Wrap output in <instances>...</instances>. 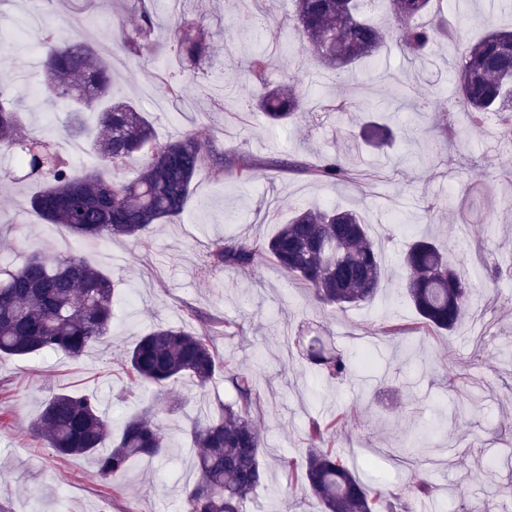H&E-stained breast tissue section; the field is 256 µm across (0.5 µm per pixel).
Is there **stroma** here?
<instances>
[{"label": "stroma", "mask_w": 512, "mask_h": 512, "mask_svg": "<svg viewBox=\"0 0 512 512\" xmlns=\"http://www.w3.org/2000/svg\"><path fill=\"white\" fill-rule=\"evenodd\" d=\"M153 6L160 16L154 49L132 58L118 56L117 46L137 21L140 0H0V16L23 27L11 54L15 86L42 84L38 44L45 30H55L66 41L96 48L113 71V93L150 113L157 141L190 132L255 172L243 182L233 173L203 168L181 217L157 225L144 241H75L77 254L117 283L108 342L78 358L47 353L0 359V512H183L185 489L195 479V451L186 431L197 413L234 400L224 376L201 392L187 379L170 386L164 395L189 403L157 417L168 453L140 459L108 480L99 478L93 457L52 456L30 424L45 400L71 393L93 396L113 427H120L163 395L152 387H130L120 368L138 336L159 325L203 333L213 317L233 330L232 337L218 338L220 351L255 377L253 419L267 445L265 483L243 512H322L315 498L289 491L276 460L282 456L303 464L308 420L340 409L348 420L338 432V448L370 449L391 490L403 492L424 477L449 512H488L512 488V361L498 359L501 346L512 342V280L476 289L472 306L485 316L481 335H472L466 323L450 335L404 338L384 336L381 328L393 315L404 324L416 320L394 276L415 235L431 234L447 247L450 262L467 266L475 259L474 247H483L494 263L500 247L512 243V183L501 176L512 160L497 146L495 120L459 132L450 143L443 131L458 40L476 41L490 30L512 26V0H451L448 20L459 38L438 47L430 65L418 71V84L432 92L428 114L402 112L397 143L386 159L361 152L354 160L355 179L343 183L312 178L304 167L328 155H347L349 130L389 90L379 74L410 68L396 48L377 59L373 79L360 89L345 82V69L318 67L309 45L272 55V79L317 73L313 97L345 105L339 116L315 112L273 128L263 113L241 107L250 90L242 75L255 42L242 36L232 45L224 43L227 25L246 28L248 15L225 20L221 0H181L175 8L154 0ZM185 16L202 21L210 50L174 101L164 94L160 78L179 67L170 36ZM224 73L239 81L218 107L203 87ZM282 156L298 160L299 168L276 167ZM474 184L483 188L474 207L484 219L462 226L457 204ZM38 189L31 181L0 187V261L35 252L59 255V227L29 210ZM298 205L362 213L385 263L382 288L372 302L345 311L317 308L304 287L271 261L206 270L212 240L269 239ZM427 208L430 224L418 223ZM189 306L201 310L204 320L185 322ZM319 325L338 350L370 353L356 378L327 380L295 344L296 336ZM422 431L429 434L428 447H413Z\"/></svg>", "instance_id": "35a3bbf8"}]
</instances>
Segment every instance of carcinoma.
Masks as SVG:
<instances>
[{"mask_svg": "<svg viewBox=\"0 0 512 512\" xmlns=\"http://www.w3.org/2000/svg\"><path fill=\"white\" fill-rule=\"evenodd\" d=\"M378 0H294L288 21H276L257 11L252 35L260 41L250 58L245 80L252 86L250 107L263 112L273 126L289 124L306 112L312 83L303 77L270 80L271 54L262 36L272 27L296 29L316 50L317 64L348 67L375 59L387 48L390 34L371 21ZM399 26L397 45L408 59L426 63L438 40L448 38V22H421L433 12L436 0H384ZM159 21L141 3L139 23L123 33L122 52L138 57L154 47ZM181 70L162 82L173 100L180 97L192 65L208 52L200 22L183 18L171 30ZM45 79L42 93L73 104L58 130L65 140L84 134L81 113L112 98L110 70L90 44H70L49 32L41 41ZM431 93L419 92L407 78L393 80L390 101L381 112H396L397 102L414 101L425 111ZM23 96H5L0 87V150L15 155L16 164L0 172V182L39 181L31 198L33 213L56 224L77 239L142 240L155 224L171 223L184 212L198 172L214 157L192 134L165 143L155 142L152 122L133 104L111 103L100 113L93 136L100 157L116 171L150 150L146 163L130 179L107 180L95 172L76 174L59 142L21 133ZM477 119L498 118L500 146L512 152V30L496 29L459 52L454 93L448 100V137L456 133L455 114ZM364 141L380 149L393 138V128L369 121ZM348 158H323L312 169L323 180L348 176ZM270 259L287 277L308 288L323 307L343 310L371 302L382 285L379 245L368 224L355 211L327 207L298 208L288 223L265 242L247 237L215 240L207 255L211 271L251 268ZM400 286L413 306L420 328L453 332L467 314L473 281L448 262L443 250L427 236L414 239L399 260ZM117 294L114 282L76 254L50 258L31 255L17 268L0 267V357L22 358L44 353L78 357L105 342ZM223 322L211 321L207 334L181 327L158 326L140 337L126 353L122 369L135 386L150 384L162 391L188 377L200 388L219 373H227L236 400L215 418L194 421L189 430L198 448L197 480L186 492L185 512H242L249 495L263 483L264 440L251 411L257 402L252 375L235 370L220 355L214 337ZM310 362L330 378L352 374L354 362L335 351L330 337L318 331L300 336ZM179 404L159 405L127 418L117 438L97 400L87 395L58 393L47 399L32 424L33 433L59 457L93 456L98 473L107 479L124 472L133 460L158 457L167 447L154 415L174 413ZM338 413L328 421L313 419L306 430L309 445L303 470L280 460L290 478L300 477L299 489L318 498L324 512H416L432 498V489L419 481L397 494L386 489L382 476L358 473L357 460L348 461L333 450L336 429L345 424Z\"/></svg>", "mask_w": 512, "mask_h": 512, "instance_id": "cac0c4a2", "label": "carcinoma"}]
</instances>
